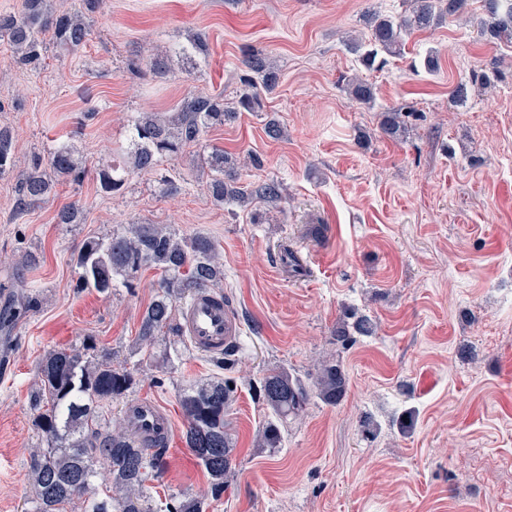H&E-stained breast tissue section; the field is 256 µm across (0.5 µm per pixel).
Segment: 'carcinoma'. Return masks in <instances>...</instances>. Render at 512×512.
Wrapping results in <instances>:
<instances>
[{"instance_id": "carcinoma-1", "label": "carcinoma", "mask_w": 512, "mask_h": 512, "mask_svg": "<svg viewBox=\"0 0 512 512\" xmlns=\"http://www.w3.org/2000/svg\"><path fill=\"white\" fill-rule=\"evenodd\" d=\"M408 8L398 16L369 13L366 40L353 39L351 50L360 63L374 66L378 56L403 54L405 37L417 30L436 28L465 13L468 0H404ZM98 0H78L74 7L57 11L52 0H23L22 9L0 15V39L14 48L15 62L31 71L42 66L48 48L53 46L77 54L91 35L87 13ZM484 15L476 19L480 32L493 40L512 42V0H483ZM245 66L273 88V72L268 56L254 51L244 59ZM350 98L370 105L375 87L352 75L344 78ZM261 107L257 95L245 93L238 107L224 106V97L190 95L174 112H149L132 121L131 148L124 167L113 164L96 169L101 191L121 190L135 174L151 173L164 161H174L184 149L199 140L207 130L224 125L239 112H255ZM379 132L401 140L408 132L406 115L396 110L385 113ZM16 156L13 135L0 127V177L14 171ZM210 175L206 187L222 204L232 200L246 207L256 199L277 202L279 183L265 182L255 187L243 185L222 150L207 161ZM87 175L86 166L75 157L67 142L56 145L45 155H35L22 172L16 207L29 206L49 198L60 183L78 185ZM82 208L63 207L60 224L82 223ZM143 266L161 271L154 298L144 309L135 350L162 364L173 363L171 352L155 353L164 331L178 338L181 328L172 323L175 304L199 288L216 289L230 304L229 297L217 290L224 281V266L218 248L209 236L181 235L164 224L132 223L121 233L84 241L75 259V288L81 292L108 294L118 284L131 287L133 275ZM373 331L369 319L354 313L345 315L333 331V341L343 347L353 342V334ZM40 385L31 394L30 406L37 413L39 444L30 458L31 512H65L74 500L84 512H209V498L224 493L233 473L234 443L227 428L235 388L224 378L195 382L179 389V404L185 419L183 441L208 476L211 495L181 492L169 495L165 504L145 494L146 482L161 477L167 444L157 437L140 438L127 424L112 425V402L129 394L136 385L133 374L112 365L111 353L89 341L83 349L58 348L48 352L40 366ZM348 379L338 361L319 364L314 387L286 370L272 369L263 374L258 399L269 410L268 419L257 431L256 443L279 448L283 435L280 423L299 416L311 394L334 405L346 394Z\"/></svg>"}]
</instances>
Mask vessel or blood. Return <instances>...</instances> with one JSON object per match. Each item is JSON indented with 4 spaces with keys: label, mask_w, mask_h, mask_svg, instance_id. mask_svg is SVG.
Segmentation results:
<instances>
[{
    "label": "vessel or blood",
    "mask_w": 512,
    "mask_h": 512,
    "mask_svg": "<svg viewBox=\"0 0 512 512\" xmlns=\"http://www.w3.org/2000/svg\"><path fill=\"white\" fill-rule=\"evenodd\" d=\"M181 329L193 347L202 353L220 357L224 349L241 334V326L230 307L207 290L198 291L181 310ZM127 416L138 432L145 436L170 434L172 423L157 406L134 403Z\"/></svg>",
    "instance_id": "b4317fda"
}]
</instances>
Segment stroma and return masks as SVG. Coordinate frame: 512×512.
I'll use <instances>...</instances> for the list:
<instances>
[{
	"label": "stroma",
	"mask_w": 512,
	"mask_h": 512,
	"mask_svg": "<svg viewBox=\"0 0 512 512\" xmlns=\"http://www.w3.org/2000/svg\"><path fill=\"white\" fill-rule=\"evenodd\" d=\"M402 10V0H102L86 47L49 52L36 72L17 66L0 40V127L24 162L67 134L87 167L121 160L136 113L173 111L195 93L231 101L250 91L242 64L250 50L264 51L277 75L259 111L210 129L182 159L131 178L121 193L104 194L89 177L21 212L17 173L0 177V309L29 291L40 301L0 331V512L31 507L38 436L29 398L42 358L90 338L137 379L113 401V419L143 401L173 424L151 497L208 491L180 440L177 392L184 379L220 374L236 388L228 422L237 450L233 481L212 512H512V43L479 36L472 19L483 7L470 0L469 18L413 33L403 56L362 67L346 35L365 30L367 12ZM193 34L206 44L198 68L168 79L146 72L150 58ZM431 48L433 72L421 64ZM496 68L493 91L470 87L473 73ZM351 74L376 86L373 106L343 91ZM460 84L469 87L463 104L452 95ZM390 108L410 113L399 141L378 131ZM271 119L280 139L266 134ZM216 149L259 155L261 167L239 168L240 180L278 182L277 206L255 216L216 205L201 168ZM165 181L172 191L161 192ZM75 201L83 223H58V210ZM132 222L217 242L221 287L241 323L224 370L188 343L164 386L153 383L133 341L156 270L140 269L132 287L109 294L75 289L83 242ZM317 224L325 238L313 234ZM288 250L299 271L280 264ZM28 253L35 264H24ZM348 307L374 331L344 349L330 336ZM332 356L349 378L345 397L312 399L287 421L282 447H256L263 373L280 367L309 382Z\"/></svg>",
	"instance_id": "35a3bbf8"
}]
</instances>
